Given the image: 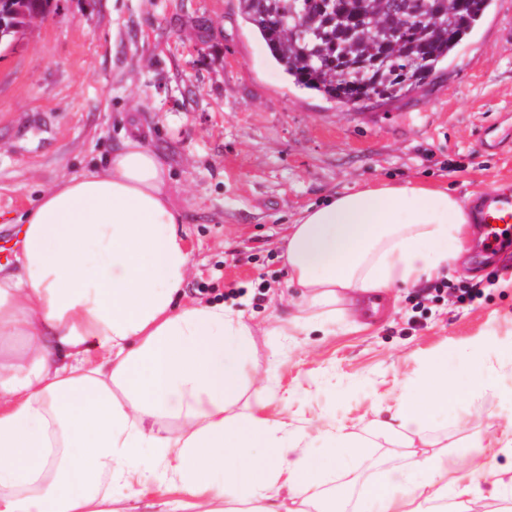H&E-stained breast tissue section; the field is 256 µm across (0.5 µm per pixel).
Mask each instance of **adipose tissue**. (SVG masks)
Returning a JSON list of instances; mask_svg holds the SVG:
<instances>
[{
  "mask_svg": "<svg viewBox=\"0 0 512 512\" xmlns=\"http://www.w3.org/2000/svg\"><path fill=\"white\" fill-rule=\"evenodd\" d=\"M168 180L133 133L106 167L43 189L23 218L14 260L0 264V512H119L118 489L141 512H328L305 434L230 415L251 329L221 304L181 302L191 252ZM468 222L455 196L417 181L345 191L289 225L287 285L314 308L378 311L396 284L447 267ZM408 390L379 431L410 444L470 393L512 400L468 353L453 373L429 359ZM398 471L418 506L387 481L360 512H466L473 490L449 488L443 458L406 454ZM146 483L156 499H140Z\"/></svg>",
  "mask_w": 512,
  "mask_h": 512,
  "instance_id": "obj_1",
  "label": "adipose tissue"
}]
</instances>
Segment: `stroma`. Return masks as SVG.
<instances>
[{
	"instance_id": "obj_1",
	"label": "stroma",
	"mask_w": 512,
	"mask_h": 512,
	"mask_svg": "<svg viewBox=\"0 0 512 512\" xmlns=\"http://www.w3.org/2000/svg\"><path fill=\"white\" fill-rule=\"evenodd\" d=\"M133 127L162 156L184 218L186 299L224 302L251 325L252 373L234 413L262 403L316 453L317 425L353 434L349 468L331 465L325 484L344 490L348 507L397 469L400 448L374 429L432 355L476 352L512 387V248L485 249L480 224L466 225L457 258L421 282L480 289L473 302L417 309L399 286L378 317L339 301L318 310L306 335L290 324L301 303L281 247L307 206L377 180L435 184L466 206L495 184L512 192V0H491L417 93L359 108L288 84L238 0H58L0 52V250L44 188L104 166ZM509 431L512 405L478 393L449 407L414 450L460 457L450 477L482 490L469 512H490L485 493L512 479V447L488 438Z\"/></svg>"
}]
</instances>
